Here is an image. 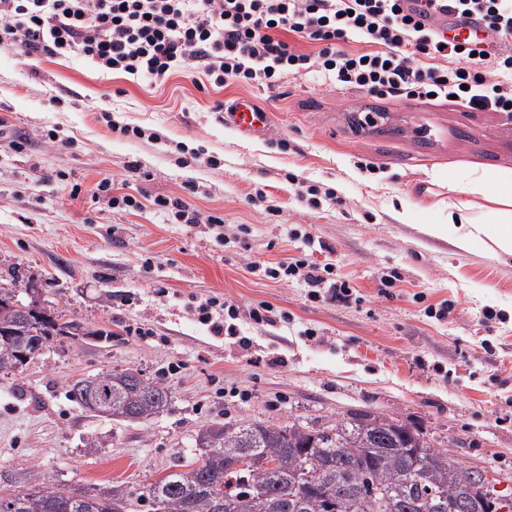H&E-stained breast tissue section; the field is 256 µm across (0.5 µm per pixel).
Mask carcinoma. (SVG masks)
I'll use <instances>...</instances> for the list:
<instances>
[{
    "mask_svg": "<svg viewBox=\"0 0 512 512\" xmlns=\"http://www.w3.org/2000/svg\"><path fill=\"white\" fill-rule=\"evenodd\" d=\"M0 288V374L22 359L3 337L19 336L36 356L55 336L112 337L50 308L17 324ZM72 400L97 416L146 420L167 406L170 390L133 369L73 384ZM199 456L133 491L60 490L37 475L30 485L0 494V512H497L496 502L460 474L462 465L433 450L425 434L377 411L349 412L335 421L276 425L240 419L200 429Z\"/></svg>",
    "mask_w": 512,
    "mask_h": 512,
    "instance_id": "carcinoma-1",
    "label": "carcinoma"
}]
</instances>
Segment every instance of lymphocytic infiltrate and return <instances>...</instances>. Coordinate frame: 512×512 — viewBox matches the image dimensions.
<instances>
[{
	"label": "lymphocytic infiltrate",
	"instance_id": "1",
	"mask_svg": "<svg viewBox=\"0 0 512 512\" xmlns=\"http://www.w3.org/2000/svg\"><path fill=\"white\" fill-rule=\"evenodd\" d=\"M496 33L471 51L408 12L406 0H0V45L75 54L106 73L155 82L202 69L212 88H274L317 73L345 90L388 98L457 100L478 112L512 106V0H447ZM312 44L304 51L302 43ZM272 279L302 277L344 300L305 260L253 263Z\"/></svg>",
	"mask_w": 512,
	"mask_h": 512
}]
</instances>
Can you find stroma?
<instances>
[{
  "mask_svg": "<svg viewBox=\"0 0 512 512\" xmlns=\"http://www.w3.org/2000/svg\"><path fill=\"white\" fill-rule=\"evenodd\" d=\"M203 79L193 69L137 81L76 55L0 47V287L21 300L37 288L54 309L112 333L54 337L0 375V489L39 473L67 489H135L185 463L213 423L363 408L512 480V256L423 231L448 219L449 172L512 175V116L380 99L315 74L273 89H205ZM239 96L270 112L267 139L225 126L216 106ZM105 111L156 139L113 136ZM359 112L371 123L352 126ZM20 134L29 142L18 152ZM184 151L196 153L191 165L180 164ZM105 177L129 194L184 199L223 219L227 238L247 227L248 246H219L205 225L172 224L150 207L110 208L91 195ZM303 184L323 192L318 207L299 198ZM307 257L331 264L348 301L248 269ZM212 298L238 306L234 332L199 322L197 306ZM261 303L287 322L253 323ZM124 369L169 387L163 412L112 420L69 398L74 381Z\"/></svg>",
  "mask_w": 512,
  "mask_h": 512,
  "instance_id": "1",
  "label": "stroma"
}]
</instances>
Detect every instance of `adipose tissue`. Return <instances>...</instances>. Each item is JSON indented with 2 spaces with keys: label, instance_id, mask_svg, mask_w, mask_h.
I'll return each mask as SVG.
<instances>
[{
  "label": "adipose tissue",
  "instance_id": "adipose-tissue-1",
  "mask_svg": "<svg viewBox=\"0 0 512 512\" xmlns=\"http://www.w3.org/2000/svg\"><path fill=\"white\" fill-rule=\"evenodd\" d=\"M448 187L458 194L448 203L450 219L427 225V233L462 249L473 239L483 238L498 253L512 256V177L484 169L454 171L448 175ZM484 194L490 195L492 209L485 215H472L471 197Z\"/></svg>",
  "mask_w": 512,
  "mask_h": 512
}]
</instances>
